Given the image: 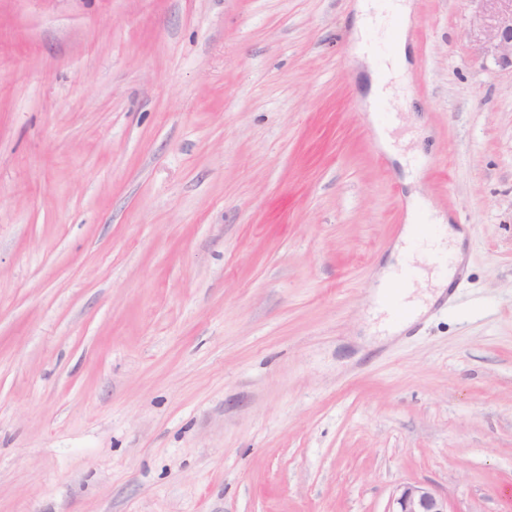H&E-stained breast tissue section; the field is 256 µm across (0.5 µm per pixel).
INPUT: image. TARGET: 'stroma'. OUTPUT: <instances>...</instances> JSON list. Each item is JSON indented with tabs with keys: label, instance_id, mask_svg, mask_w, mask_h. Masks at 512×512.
Segmentation results:
<instances>
[{
	"label": "stroma",
	"instance_id": "stroma-1",
	"mask_svg": "<svg viewBox=\"0 0 512 512\" xmlns=\"http://www.w3.org/2000/svg\"><path fill=\"white\" fill-rule=\"evenodd\" d=\"M356 2L0 0V512H512V69L411 0L366 106ZM414 193L466 269L379 340ZM394 0L385 1L388 2L386 5L388 8L391 6L393 17L399 20V29L395 36L394 41V52L388 59L387 64L382 65V72H384V78H377L374 74L373 79L369 87V93L366 101L368 104H372L379 98L384 97L388 93V89L385 88L387 82L392 78H399L405 71L407 61V29L410 24L411 16V3L405 2L408 0ZM392 512H450L447 499L425 485L408 484L400 488Z\"/></svg>",
	"mask_w": 512,
	"mask_h": 512
}]
</instances>
